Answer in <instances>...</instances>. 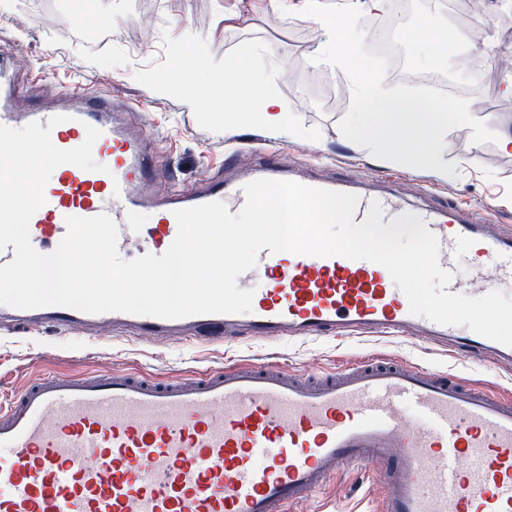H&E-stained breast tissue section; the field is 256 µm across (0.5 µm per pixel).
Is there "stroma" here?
<instances>
[{
    "label": "stroma",
    "instance_id": "obj_1",
    "mask_svg": "<svg viewBox=\"0 0 512 512\" xmlns=\"http://www.w3.org/2000/svg\"><path fill=\"white\" fill-rule=\"evenodd\" d=\"M290 2L284 16L267 10L265 0H93L87 10L80 0H16L12 11L0 13V52L23 78L26 93L48 95L78 80L133 105L128 121L150 128L161 167L176 174L183 192L223 175L228 152L258 144L277 148L296 169L311 165L358 180L390 177L410 206H460L498 230H511L512 152L472 143L470 128L452 129L444 137L441 159L457 164L451 176L376 159L342 135L339 122L351 105V80L339 67L313 63L327 32L302 16L305 0ZM448 18L469 33L466 52L453 64L477 78L469 95L471 114L494 132L511 134L512 95L504 88L512 82V10L485 0L482 24L465 23L458 11ZM260 43L274 50L263 61L265 89L291 112L292 132L227 113L220 101L207 112L194 100L151 90L154 78L186 72L190 60L204 61L209 73L225 72L226 85L245 89L252 50ZM231 58L240 59L239 69L225 70ZM26 93L16 98V106H26ZM228 122L234 126L230 136L224 133ZM377 354L452 370L463 382L493 393L512 392V369L490 359L457 360L432 343L406 337H277L191 346L119 338L107 325L90 338L48 325H20L0 331V397L18 394L52 371L112 369L167 378L243 362L332 372L345 361ZM382 494L367 472L352 470L338 475L299 512L322 506L328 512H373Z\"/></svg>",
    "mask_w": 512,
    "mask_h": 512
}]
</instances>
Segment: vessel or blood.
<instances>
[{
	"mask_svg": "<svg viewBox=\"0 0 512 512\" xmlns=\"http://www.w3.org/2000/svg\"><path fill=\"white\" fill-rule=\"evenodd\" d=\"M13 70L0 57V125L20 128L65 116L55 129L67 150L100 130L93 146L102 171L63 164L44 188L30 238L53 252L70 216L109 215L118 251L129 258L134 214L154 210L144 252L168 249L175 210L246 203L257 179L358 195L354 223L371 201L383 223L404 213L394 193L346 178L289 170L277 150L236 178L213 179L192 194L149 197L140 185L161 170L146 129L118 118L111 99L80 82L42 102L17 108ZM420 217L438 240L449 292L485 291L512 280V233L493 232L457 207L425 208ZM473 277H457L460 262ZM252 311L168 320L63 307L21 310L0 305V324L37 319L60 330L109 322L136 338L224 341L248 334L300 338L352 332L431 340L450 354L512 362V347L411 315L388 271L366 260L273 253L262 249L242 275ZM375 466L385 486L377 512H512V397L463 385L450 372L377 359L305 378L278 366L238 362L192 376L159 380L137 372L50 375L0 405V512H296L341 471Z\"/></svg>",
	"mask_w": 512,
	"mask_h": 512,
	"instance_id": "b4317fda",
	"label": "vessel or blood"
}]
</instances>
